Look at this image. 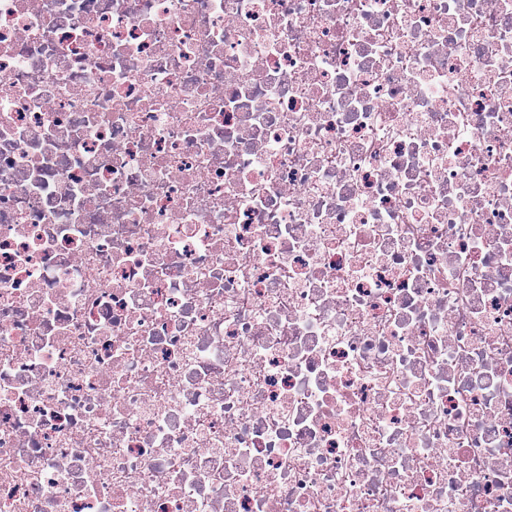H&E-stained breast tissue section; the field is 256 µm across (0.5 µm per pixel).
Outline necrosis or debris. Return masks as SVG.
<instances>
[{"label":"necrosis or debris","instance_id":"1","mask_svg":"<svg viewBox=\"0 0 512 512\" xmlns=\"http://www.w3.org/2000/svg\"><path fill=\"white\" fill-rule=\"evenodd\" d=\"M0 512H512V0H0Z\"/></svg>","mask_w":512,"mask_h":512}]
</instances>
